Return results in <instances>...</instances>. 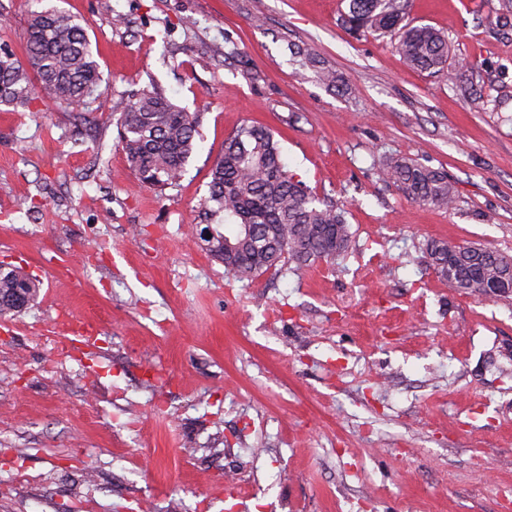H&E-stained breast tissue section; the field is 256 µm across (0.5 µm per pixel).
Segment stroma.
Returning a JSON list of instances; mask_svg holds the SVG:
<instances>
[{
    "mask_svg": "<svg viewBox=\"0 0 512 512\" xmlns=\"http://www.w3.org/2000/svg\"><path fill=\"white\" fill-rule=\"evenodd\" d=\"M347 0H0L80 19L90 109H0V262L40 281L0 317V512H512V296L465 295L431 239L512 256V28L499 0H411L462 73L408 68ZM123 23H114L115 15ZM307 48L342 84L295 66ZM157 85L200 115L174 187L139 183L111 113ZM274 130L289 171L344 212L331 262L228 275L193 229L225 140ZM389 155L442 170L407 200ZM81 321L104 356L58 353ZM380 172L386 182L413 202L448 208L454 203L453 187L438 169L406 158L386 157L380 163Z\"/></svg>",
    "mask_w": 512,
    "mask_h": 512,
    "instance_id": "1",
    "label": "stroma"
}]
</instances>
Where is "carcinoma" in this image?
<instances>
[{
	"label": "carcinoma",
	"mask_w": 512,
	"mask_h": 512,
	"mask_svg": "<svg viewBox=\"0 0 512 512\" xmlns=\"http://www.w3.org/2000/svg\"><path fill=\"white\" fill-rule=\"evenodd\" d=\"M408 0H348L346 23L355 33L395 34L396 49L412 69L458 78L448 63V39L431 26L403 24ZM99 84V66L84 27L75 17L47 9L32 12L24 58L0 50V105L27 106L42 90L58 105L89 108ZM120 142L129 167L145 184L176 185L185 172L198 135V116L186 112L155 88L145 87L117 100ZM382 178L421 205L451 207L453 187L441 171L406 158L387 157ZM200 223L210 236L197 243L224 264L227 273L250 280L289 261L298 268L332 261L350 242L343 210L321 200L295 179L273 131L262 124L240 127L224 143L211 170L209 195ZM429 267L448 279V257L456 260L450 286L484 295L490 282L506 279L512 257L495 250L477 253L468 245L431 240L425 247ZM37 281L0 265V316L24 309L4 302L23 293L33 302Z\"/></svg>",
	"instance_id": "carcinoma-1"
}]
</instances>
